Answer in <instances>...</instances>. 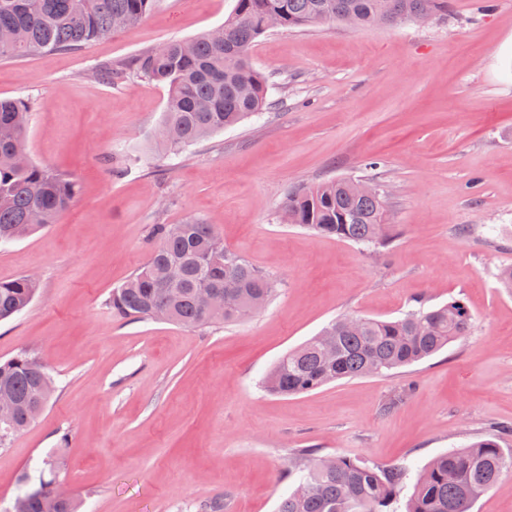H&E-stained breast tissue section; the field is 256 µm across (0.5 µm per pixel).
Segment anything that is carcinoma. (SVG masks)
Returning a JSON list of instances; mask_svg holds the SVG:
<instances>
[{
    "instance_id": "carcinoma-1",
    "label": "carcinoma",
    "mask_w": 512,
    "mask_h": 512,
    "mask_svg": "<svg viewBox=\"0 0 512 512\" xmlns=\"http://www.w3.org/2000/svg\"><path fill=\"white\" fill-rule=\"evenodd\" d=\"M157 0H0V59L27 58L47 52H75L111 36L115 22L132 26L143 21ZM448 0H235L224 24L190 40H172L140 53L123 66L106 65L99 79L114 80L129 71L168 89L157 140L166 152L180 154L249 116L279 102L268 97L272 76L257 69L250 50L256 40L278 29L319 26L355 18L368 27L378 16L387 24L444 16ZM30 102L0 99V242L21 240L55 223L80 192L79 183L53 168L25 163V137ZM359 180L340 178L288 191L282 204L287 224L321 236H332L377 250L391 243L386 201L382 192L361 193ZM152 248L146 264L112 289L107 305L112 316L149 319L155 308L184 327L233 323L245 318L247 305L270 302L277 283L263 271L224 247L215 227L201 219L180 224H153ZM238 285L228 305L204 307L198 289L224 286V277ZM38 281L24 275L0 281V321L32 303ZM471 313L460 300L424 310H411L396 320L343 316L328 323L301 346L282 355L262 385L273 395L309 393L342 379L387 376L425 360L466 336ZM44 363L20 351L0 361V390L19 404L13 432L34 422L29 407L44 394ZM288 476L297 485L278 512H397L403 492L410 495L406 512H471L499 480L512 475V448L495 438L472 443L431 459L413 483L400 463L370 466L346 455L330 458L314 448L297 453ZM46 475L21 512H41V498L59 501L60 512H78L79 503L61 489L56 453L42 460Z\"/></svg>"
}]
</instances>
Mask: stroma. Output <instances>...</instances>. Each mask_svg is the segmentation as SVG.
Masks as SVG:
<instances>
[{"label":"stroma","mask_w":512,"mask_h":512,"mask_svg":"<svg viewBox=\"0 0 512 512\" xmlns=\"http://www.w3.org/2000/svg\"><path fill=\"white\" fill-rule=\"evenodd\" d=\"M234 0H158L136 26L77 52L0 60V98H27L29 158L76 179L55 224L0 244V280L35 275L0 321V360L38 355L57 391L0 442V512L64 449L80 512H276L293 454L418 470L499 435L512 448V0H448L447 15L362 31H273L251 50L275 108L177 156L156 146L164 87L95 73L221 25ZM377 159L368 168L369 159ZM371 178L393 241L368 252L280 223L290 189ZM199 218L279 284L260 312L206 329L118 320L113 287L147 261L154 224ZM460 299L468 336L384 377L273 396L272 364L328 322L394 319Z\"/></svg>","instance_id":"stroma-1"}]
</instances>
